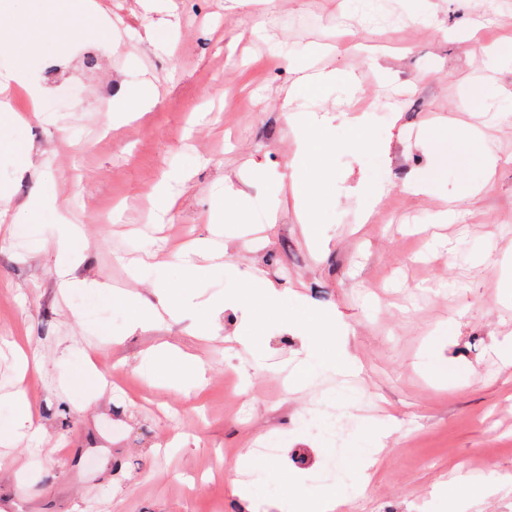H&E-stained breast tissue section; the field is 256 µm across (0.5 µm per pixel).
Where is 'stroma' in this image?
<instances>
[{"mask_svg":"<svg viewBox=\"0 0 512 512\" xmlns=\"http://www.w3.org/2000/svg\"><path fill=\"white\" fill-rule=\"evenodd\" d=\"M91 2L112 21L111 39L74 35L62 22L33 53L0 49V66H21L49 108L48 119L33 116L13 89L20 118L0 124V221L19 214L25 223L0 246V395L19 384L14 347L22 345L39 360L19 385L42 430L0 446V512H263L240 492L236 463L271 437L280 455L247 467L264 496L289 498L281 468L302 488H321L332 423L305 417L319 389L291 395L280 383L281 367L305 354L294 325L317 308L335 310L345 325V349L363 367L361 398L375 411L363 424H334L351 446L381 422L393 426L369 483L341 459L345 485L382 512H448L445 487L478 476L499 488L481 512H512V490L499 487L512 483V288L500 285L512 253V121L485 122L480 92L481 76L495 73L492 92L512 106V71H494L486 50L512 35V0H426L424 13L416 0H386L372 21L354 0H274L260 30L255 2ZM90 43L91 64L82 54ZM314 44L329 50L325 68L362 75L356 97L339 83L318 102L336 114V140L348 138L352 112L363 108L371 137L390 150L329 157L333 180L310 237L275 181L296 150L283 92L293 61ZM72 82L90 92L60 106L56 89ZM145 82L154 105L110 123L119 88ZM481 122L499 166L473 198L482 150L459 134ZM425 128L437 146L431 157L415 146ZM425 169L435 174L433 195L409 193L408 175ZM373 180L384 196L363 224L357 186ZM163 181L174 219L156 223L153 194ZM228 181L264 216L225 225L222 265L193 290L194 316L217 323V333L193 336L169 318L131 330V311L95 284L150 300L182 295L181 228L209 237L207 216L223 205ZM45 188L83 231L66 292L56 215L38 204ZM451 194L456 212L440 220ZM248 271L258 275L254 288L287 290L280 310L251 312L264 335V371L231 341L241 312L214 306ZM163 345L199 359L203 388L178 389L140 370ZM66 348L73 364L88 353L112 376L102 398L89 404L81 388L61 386Z\"/></svg>","mask_w":512,"mask_h":512,"instance_id":"obj_1","label":"stroma"}]
</instances>
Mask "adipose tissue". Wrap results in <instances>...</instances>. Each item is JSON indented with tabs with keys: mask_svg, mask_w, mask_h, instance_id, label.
<instances>
[{
	"mask_svg": "<svg viewBox=\"0 0 512 512\" xmlns=\"http://www.w3.org/2000/svg\"><path fill=\"white\" fill-rule=\"evenodd\" d=\"M66 12L72 28L78 32L94 31L107 36L110 22H103L83 8L81 0H56L50 10H37L38 26L15 22L8 33L13 45L29 46L33 43L34 31H52L58 12ZM296 78L283 97L282 108L286 121L295 136L296 152L288 162V176L278 180V188H289L300 209L303 223L314 225L318 222L317 200L320 190L329 177L326 162L336 151V142L331 137L332 119L328 115L297 110L298 100L313 97L323 88L335 84L337 78H344L349 87H357L359 78L355 72L337 75L336 71L315 70L307 61L294 65ZM298 329L307 340L306 358L298 367L294 387L301 390L315 381L332 375L353 376L358 372L356 362L341 344L343 327L335 311L313 310L299 324ZM143 367L163 371L172 385L197 384L204 371L193 356L171 350L160 349L141 361ZM282 484L295 488L297 512H335L336 507L345 504L350 494L345 486L335 485L321 493L298 490L296 477L282 469L278 472Z\"/></svg>",
	"mask_w": 512,
	"mask_h": 512,
	"instance_id": "1",
	"label": "adipose tissue"
}]
</instances>
